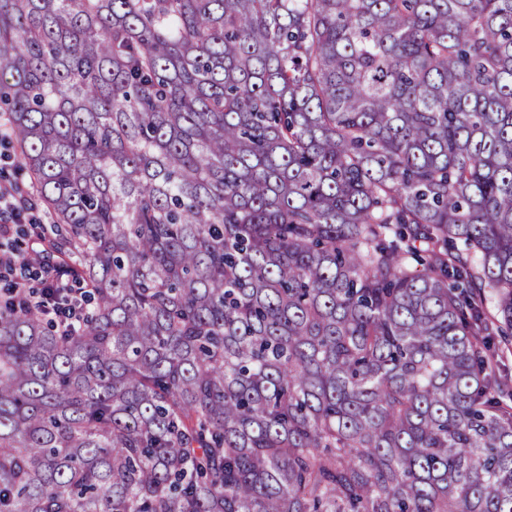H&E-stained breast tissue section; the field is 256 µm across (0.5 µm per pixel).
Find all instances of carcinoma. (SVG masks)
I'll return each instance as SVG.
<instances>
[{
    "label": "carcinoma",
    "instance_id": "cac0c4a2",
    "mask_svg": "<svg viewBox=\"0 0 512 512\" xmlns=\"http://www.w3.org/2000/svg\"><path fill=\"white\" fill-rule=\"evenodd\" d=\"M0 104V512H512V0H0ZM37 203L25 192L18 181L0 183V244H8L14 224L15 229L29 224H41L35 217ZM25 221H28L27 223ZM6 242V243H4ZM42 253H36V256H33L29 252H21L14 248H0V268L38 269L41 265L47 264L46 257ZM70 271V267H57L52 276L44 279L39 293H31L23 277L15 279L10 289L14 294L26 298L30 304L34 301L46 317L56 321L63 320L70 327L77 319L75 313L81 305L72 288H69ZM500 344V343H499ZM498 346L489 353L488 359H494L493 366L496 377L505 385L509 391L512 389V349L506 355H502Z\"/></svg>",
    "mask_w": 512,
    "mask_h": 512
}]
</instances>
